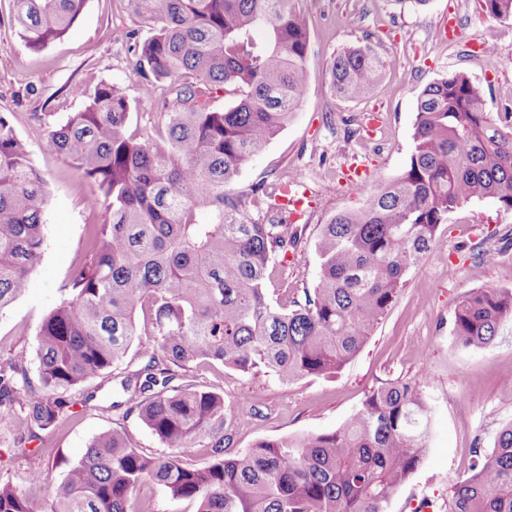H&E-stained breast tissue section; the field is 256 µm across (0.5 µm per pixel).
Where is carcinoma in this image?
<instances>
[{"mask_svg": "<svg viewBox=\"0 0 512 512\" xmlns=\"http://www.w3.org/2000/svg\"><path fill=\"white\" fill-rule=\"evenodd\" d=\"M85 0H12L19 35L39 52L63 38ZM159 23L136 43L140 92L160 83L178 109L166 113L163 143L129 132L126 88L103 82L78 91L84 107L50 126V148L94 186L87 245L67 289L36 332V380L21 357L0 363V410L10 411L14 447L73 415L62 393L110 372L139 340L148 315L155 344L120 387L128 411L168 452L133 447L123 428L95 436L50 492L45 470L28 486L0 482V512H144L134 496L149 486L196 512H387L392 496L429 450L431 408L418 376L388 379L331 432L260 441L226 453L234 406L187 383L188 369L220 364L284 383L331 377L362 350L401 293L407 273L438 245L439 229L484 199L512 211V130L486 111L484 91L455 73L420 92L413 150L403 174L365 205L319 225L315 287L269 297L268 282L297 253L306 225L249 217L280 212V186L232 190L249 158L285 127L306 87L308 29L298 0H128ZM495 20H512V0H479ZM387 64L366 47L340 52L331 86L347 100L369 98ZM222 89V111L197 104L201 87ZM47 182L27 142L0 113V311L25 294L45 244ZM512 316V290H477L457 305L453 335L485 349ZM198 451V466L186 455ZM448 512H512V422L448 494Z\"/></svg>", "mask_w": 512, "mask_h": 512, "instance_id": "obj_1", "label": "carcinoma"}]
</instances>
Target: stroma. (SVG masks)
Wrapping results in <instances>:
<instances>
[{"mask_svg": "<svg viewBox=\"0 0 512 512\" xmlns=\"http://www.w3.org/2000/svg\"><path fill=\"white\" fill-rule=\"evenodd\" d=\"M299 3L310 37L301 105L288 126L244 165L234 188L245 193L261 182L284 185L302 177L315 198L303 218L307 237H315L336 211L363 206L373 187L401 175L413 150L417 96L429 82L462 72L483 86L492 119L512 107V67L487 73L473 52L475 45L487 43L512 59V20L488 18L478 0H430L423 8L395 0ZM452 13L461 27L455 43L440 33ZM150 28L127 0H86L68 34L35 53L14 25L10 0H0V112L11 115L51 189L42 258L26 293L0 311V361L19 354L34 360L36 330L65 293L70 270L85 250L87 225L106 217L104 211L86 208L92 185L48 148L44 130L82 109L76 88L90 91L116 82L132 101L130 130L156 135L168 94L160 89L153 98H143L134 71V45ZM356 45L369 47L387 63L376 92L363 101L341 99L329 84L334 58ZM374 113L380 123L373 132L368 122ZM354 158L369 168L360 185L342 178L344 165ZM487 250L495 252L496 262H485ZM488 288L512 289V211L484 200L454 213L442 226L436 249L408 273L391 310L336 376L286 384L268 374L242 375L219 365L195 369L192 380L238 404L237 417L224 427L232 437L231 450L237 451L263 439L336 430L368 390L427 369L422 386L431 405L429 451L391 498L388 512H415L423 501L432 503L433 512H447L450 486L468 473L474 449L491 447L498 430L512 422V317L485 349L463 348L452 333L458 303ZM118 398L112 383H105L94 401L76 406L67 424L44 432L54 457L50 482L61 479L95 435L114 427L126 429L134 447L162 452L137 414L111 409ZM40 465L38 458L15 455L9 426L0 423V479L26 485L30 471Z\"/></svg>", "mask_w": 512, "mask_h": 512, "instance_id": "35a3bbf8", "label": "stroma"}]
</instances>
